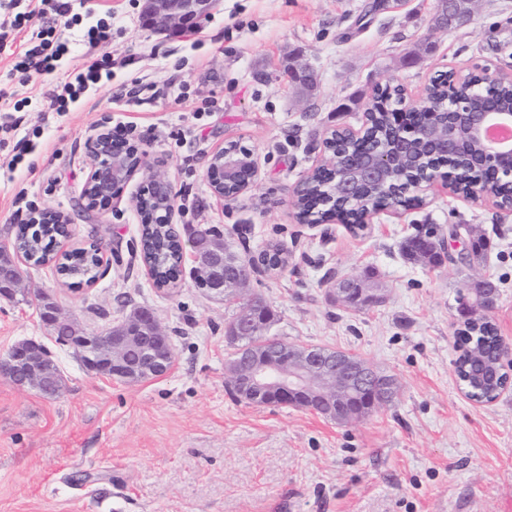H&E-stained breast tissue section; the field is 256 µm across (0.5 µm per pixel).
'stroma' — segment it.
<instances>
[{
    "instance_id": "obj_1",
    "label": "stroma",
    "mask_w": 512,
    "mask_h": 512,
    "mask_svg": "<svg viewBox=\"0 0 512 512\" xmlns=\"http://www.w3.org/2000/svg\"><path fill=\"white\" fill-rule=\"evenodd\" d=\"M57 0H0V25L26 21L24 50ZM60 29L62 68L83 65L87 33L109 26L112 77L90 86L65 113L49 108L54 82L13 80L0 98V247L11 245L28 210L51 209L71 222L59 250L98 241L104 263L93 284L61 278L53 265L19 260L23 286L100 333L146 307L172 338L174 368L136 385L115 384L82 367L57 344L35 303L0 299V355L33 338L51 352L62 393L45 399L0 378V512H512V390L479 406L459 390L454 339L457 292L487 278L499 295L488 316L512 343V211L449 196L435 186L421 204L380 210L367 230L300 223L291 192L321 159L322 136L360 128L374 87L403 85L419 97L439 73L483 70L512 79V0H478L471 21L436 30L437 0H221L187 35L143 25L144 0H67ZM307 68L311 95L288 70ZM143 78L153 93L124 103L112 96ZM147 167L176 193L173 222L184 242L223 233L242 255L280 245L279 272L249 283L274 312L272 336L291 344L358 353L395 377L394 402L337 424L286 406L232 399L224 365V325L236 298L196 288L184 263L173 288L154 287L140 253L142 217L130 182L95 216L77 201L91 167L88 137L116 124ZM25 140L23 162L12 164ZM251 149L254 186L233 200L214 194L211 156L227 144ZM477 229L484 262L462 265ZM432 233L449 259L412 263L401 245ZM375 271L386 302L357 312L332 302V284Z\"/></svg>"
}]
</instances>
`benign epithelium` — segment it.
I'll use <instances>...</instances> for the list:
<instances>
[{"label":"benign epithelium","mask_w":512,"mask_h":512,"mask_svg":"<svg viewBox=\"0 0 512 512\" xmlns=\"http://www.w3.org/2000/svg\"><path fill=\"white\" fill-rule=\"evenodd\" d=\"M216 0H147L145 25L153 32H182L192 21L208 12ZM452 79L445 98L439 101L424 92L418 99L402 98L399 115L391 122L390 142L380 150L357 155L348 160L332 153L336 130L329 129L322 139L323 158L320 166L332 172L328 182L332 195L354 201L363 187L377 195L391 193L390 179L394 168L422 150L434 159H452L467 154L474 170L495 175H512V146L497 147L485 137L488 127L496 124L512 126V105L493 99L474 103V88L481 84L496 85L503 79L484 70L471 80V74L448 71ZM91 168L87 179L93 192V204H82L86 214L104 210L112 203L113 187L128 184L142 175L138 192L132 197L135 208L146 196L153 197L155 215L165 224L172 223L175 199L169 179L157 171H145V161L138 148L112 143L108 133L98 132L87 141ZM258 164L254 153L245 156L219 150L211 157L207 176L214 192L221 198L234 199L255 183ZM441 182L448 195L472 201L488 199L496 206L499 198L494 182L482 178L465 181L466 190H455V175L439 168L427 170L423 177L405 183L401 196L421 192L425 186ZM227 184L237 191L227 195ZM195 282L214 297L238 295L247 287L256 265L246 258L234 257L217 233H203L192 243ZM360 284L357 276L342 280L331 289L336 302H343L353 287ZM498 289H488L480 302L461 301L462 317L457 321L460 332L464 320L485 316L495 305ZM0 298L21 304L28 302L22 289V278L15 264L0 259ZM38 310L42 323L57 333L69 327L64 345L79 356L85 370L109 382L134 384L168 374L174 365L170 336L163 330L155 314L137 309L117 327L104 333H89L76 321L65 317L47 296L40 298ZM263 303L252 300L245 305L234 322L229 337L241 341L264 336L270 319L264 316ZM266 353L253 356V349L241 348L234 363L228 366L227 379L237 387L250 391L254 402L289 405L320 415L338 424L365 415L390 403L396 396L395 379L378 370L359 355L336 352L326 354L314 347L292 345L267 338ZM473 381L479 386L496 385L507 373L512 385V346L501 342L498 359L473 361ZM0 377L20 389H30L43 397L57 396L63 387L58 365L44 345L32 339L15 342L0 357Z\"/></svg>","instance_id":"obj_1"}]
</instances>
